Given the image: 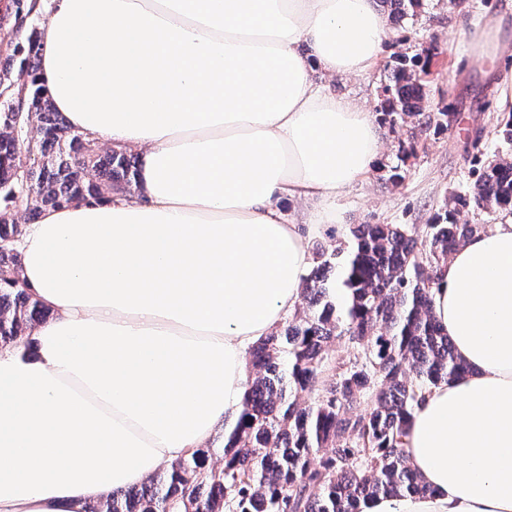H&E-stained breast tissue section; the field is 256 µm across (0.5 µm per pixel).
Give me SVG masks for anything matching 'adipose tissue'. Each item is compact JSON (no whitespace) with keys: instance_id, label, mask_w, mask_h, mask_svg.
<instances>
[{"instance_id":"obj_1","label":"adipose tissue","mask_w":512,"mask_h":512,"mask_svg":"<svg viewBox=\"0 0 512 512\" xmlns=\"http://www.w3.org/2000/svg\"><path fill=\"white\" fill-rule=\"evenodd\" d=\"M500 26L476 44L507 107ZM388 27L376 0H59L40 84L68 125L142 164L134 193L25 227L21 277L52 316L0 351V512H84L240 409L311 240L381 159L372 113L327 81L375 69ZM432 295L469 371L412 416L429 494L364 512H512V219L454 251Z\"/></svg>"}]
</instances>
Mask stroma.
<instances>
[{
    "instance_id": "35a3bbf8",
    "label": "stroma",
    "mask_w": 512,
    "mask_h": 512,
    "mask_svg": "<svg viewBox=\"0 0 512 512\" xmlns=\"http://www.w3.org/2000/svg\"><path fill=\"white\" fill-rule=\"evenodd\" d=\"M504 4L505 0H468L461 9L452 0H423L415 16L401 28L390 29L384 57L374 70L335 82L337 93L377 112L394 55L414 54L432 42L437 51L430 65L428 109L451 107L460 123L449 132L419 135L415 154L402 162L397 156L400 144L408 139L406 129L380 126L383 157L364 180L337 197L341 221L328 228L325 240L347 248L352 224L428 223L446 195L468 190L473 156L488 162L502 155L500 127L507 115L499 111L496 95L483 76L484 66L474 57V41L476 24L501 13ZM397 164L405 170L399 184L390 179V168Z\"/></svg>"
}]
</instances>
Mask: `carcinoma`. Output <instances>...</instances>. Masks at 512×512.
<instances>
[{"instance_id": "1", "label": "carcinoma", "mask_w": 512, "mask_h": 512, "mask_svg": "<svg viewBox=\"0 0 512 512\" xmlns=\"http://www.w3.org/2000/svg\"><path fill=\"white\" fill-rule=\"evenodd\" d=\"M400 21L421 0H389ZM20 70L26 111L0 102V347H13L50 311L19 274L16 243L23 233L11 213L23 167V143L14 132H37L42 163L28 169L22 201L32 218L73 202H109L135 183L136 162L123 150L102 147L72 131L38 83L41 42L26 38ZM429 48L395 57L382 93L383 124L416 132L449 131L457 113L429 112ZM467 192H452L429 223L355 224L349 252L330 243L313 247L316 264L303 278L301 304L283 330L249 353L248 380L235 426L223 445L198 448L166 474L139 488L113 491L85 512H363L379 496H425L406 464L404 439L413 411L432 387L462 375L448 334L433 314L432 288L441 263L480 224H460L464 209L512 213V158L472 169ZM346 341L354 359L335 365L331 347ZM334 371L329 381L325 370ZM370 401L369 412L358 405Z\"/></svg>"}]
</instances>
